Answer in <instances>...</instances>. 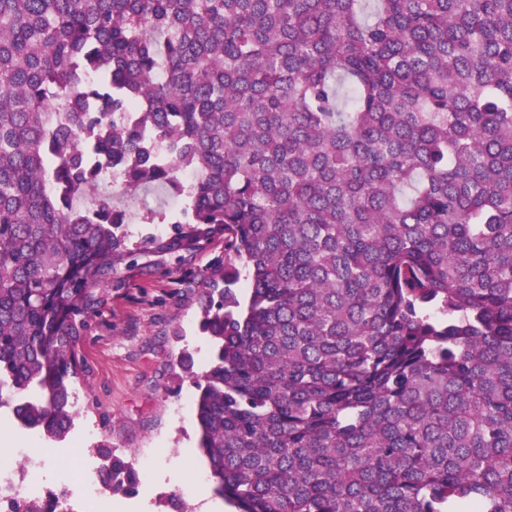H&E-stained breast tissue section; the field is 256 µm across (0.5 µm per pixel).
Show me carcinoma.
<instances>
[{
  "label": "carcinoma",
  "instance_id": "obj_1",
  "mask_svg": "<svg viewBox=\"0 0 512 512\" xmlns=\"http://www.w3.org/2000/svg\"><path fill=\"white\" fill-rule=\"evenodd\" d=\"M150 187L137 248L224 236L179 358L218 494L512 512V0H0V407L53 442ZM141 198L144 200L140 201ZM147 203L152 207L162 206L168 211H176L179 202L170 197L167 193L158 189H148L140 192L139 199H132L126 202V206L131 213V224L127 225V230L131 234L132 241H140L145 236L152 234H161L170 232L172 224H141L139 217L142 214V204ZM152 233V234H151Z\"/></svg>",
  "mask_w": 512,
  "mask_h": 512
}]
</instances>
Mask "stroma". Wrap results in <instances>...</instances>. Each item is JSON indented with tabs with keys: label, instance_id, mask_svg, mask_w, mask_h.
I'll use <instances>...</instances> for the list:
<instances>
[{
	"label": "stroma",
	"instance_id": "obj_1",
	"mask_svg": "<svg viewBox=\"0 0 512 512\" xmlns=\"http://www.w3.org/2000/svg\"><path fill=\"white\" fill-rule=\"evenodd\" d=\"M177 210L164 191L148 189L127 207V230L138 241L168 232L165 224H144L143 205ZM224 257V239L215 237L194 256L139 252L118 264L102 306L80 345L85 359L74 432L92 431L96 442L136 462L150 458L154 471L137 495L116 493L112 512L131 498L144 500L142 512H168V495L179 490L173 474L202 459L197 446L194 387L177 364L190 352L196 367L210 359L212 346L198 329L199 301L212 270Z\"/></svg>",
	"mask_w": 512,
	"mask_h": 512
}]
</instances>
